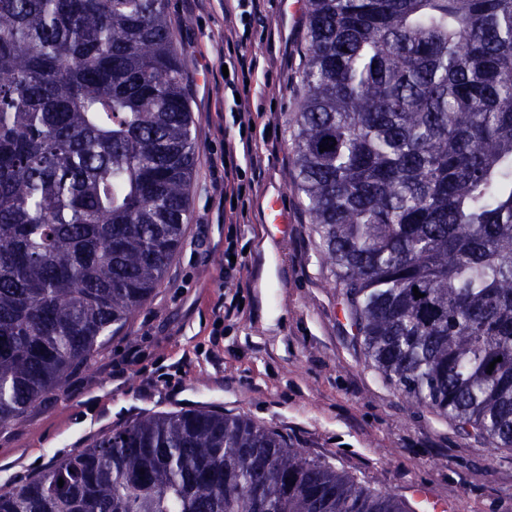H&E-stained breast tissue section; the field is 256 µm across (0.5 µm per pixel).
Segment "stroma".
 Returning a JSON list of instances; mask_svg holds the SVG:
<instances>
[{"label":"stroma","mask_w":512,"mask_h":512,"mask_svg":"<svg viewBox=\"0 0 512 512\" xmlns=\"http://www.w3.org/2000/svg\"><path fill=\"white\" fill-rule=\"evenodd\" d=\"M185 62L196 167L183 241L153 296L97 359L68 373L15 427L0 430V486L29 479L51 461L157 412L210 407L244 416L361 485L415 507L422 487L448 512H512V451L461 438L454 425L408 402L366 359L336 278L295 185L291 131L304 63V16L265 0L238 49L259 67L240 88L256 113L254 151L266 158L242 223L224 222L213 161L234 136L224 104L221 0H166ZM284 221H268L271 199ZM245 249L242 286L224 285V239ZM271 242L273 252L262 249ZM240 316L217 320L221 301Z\"/></svg>","instance_id":"35a3bbf8"}]
</instances>
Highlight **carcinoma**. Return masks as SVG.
<instances>
[{"label":"carcinoma","mask_w":512,"mask_h":512,"mask_svg":"<svg viewBox=\"0 0 512 512\" xmlns=\"http://www.w3.org/2000/svg\"><path fill=\"white\" fill-rule=\"evenodd\" d=\"M174 43L165 0H0V430L94 361L182 242ZM304 48L295 181L354 339L407 399L512 450V0H308ZM0 512L408 509L200 409L94 439L1 487Z\"/></svg>","instance_id":"obj_1"}]
</instances>
